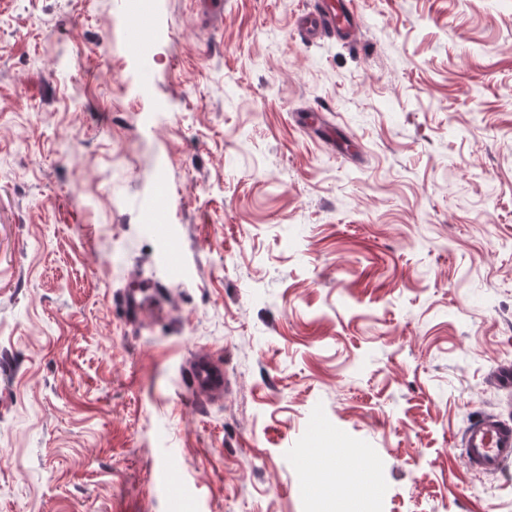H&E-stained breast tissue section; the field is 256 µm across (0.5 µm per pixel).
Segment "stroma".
Returning a JSON list of instances; mask_svg holds the SVG:
<instances>
[{"label":"stroma","mask_w":512,"mask_h":512,"mask_svg":"<svg viewBox=\"0 0 512 512\" xmlns=\"http://www.w3.org/2000/svg\"><path fill=\"white\" fill-rule=\"evenodd\" d=\"M223 2L0 0V512H512V0ZM356 0H321L313 11L301 13L296 20L298 33L306 40L336 39L353 41L361 30ZM186 387L193 401L202 402L224 392V371L207 350L199 351L185 368ZM465 461L477 474L495 475L512 463V421L484 412L461 435Z\"/></svg>","instance_id":"stroma-1"}]
</instances>
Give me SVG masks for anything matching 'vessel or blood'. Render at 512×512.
Here are the masks:
<instances>
[{"label":"vessel or blood","mask_w":512,"mask_h":512,"mask_svg":"<svg viewBox=\"0 0 512 512\" xmlns=\"http://www.w3.org/2000/svg\"><path fill=\"white\" fill-rule=\"evenodd\" d=\"M298 33L307 40L353 41L361 30L357 0H320L312 11L296 20ZM186 387L193 401L200 402L224 392V371L206 350L199 351L185 369ZM465 461L475 473L494 475L512 463V420L485 412L461 435Z\"/></svg>","instance_id":"obj_1"}]
</instances>
